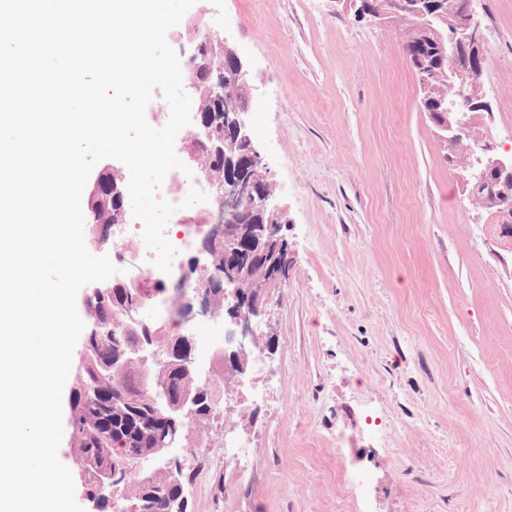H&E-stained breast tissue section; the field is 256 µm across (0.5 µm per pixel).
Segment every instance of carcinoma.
Wrapping results in <instances>:
<instances>
[{
	"mask_svg": "<svg viewBox=\"0 0 512 512\" xmlns=\"http://www.w3.org/2000/svg\"><path fill=\"white\" fill-rule=\"evenodd\" d=\"M397 0H381L384 8L391 10L388 24L395 34L406 62L418 85L431 78L429 92L419 91V109L430 115L437 129V136L448 142V113L446 109L458 102V77L453 65L442 56L437 44L422 35L423 18L410 6H395ZM211 76L199 75L197 112L209 113L212 119L221 121L224 113L220 103L212 99L207 86ZM468 139L463 133L445 157L458 176L468 174L473 157L467 148ZM197 167L210 172L213 183L226 178L224 160L214 156L210 147L196 153ZM247 174L250 180L275 192V185L261 163L252 164ZM469 205L477 212L492 213V200L472 186L462 185ZM88 223L108 229L118 217L116 206L110 202L95 204L87 209ZM280 229L267 228L265 238L271 241L274 266L281 278H288V252L286 243H278ZM268 262L256 260L240 269L239 287L252 302H264L268 292L279 287L269 280ZM215 309L224 313V283L208 279ZM122 286L97 288L87 299L85 326L90 336V347L83 361L81 376L75 370L69 372L70 382V427L72 465L74 470L97 472L109 467H118L124 474L119 486L123 500L135 505V512H186L185 499L180 487L189 482L193 473L188 467L179 472H170L163 458L167 449L157 446L153 440V422L164 414V409L154 401L144 385L149 383L167 391L174 398L185 391L196 395L197 412L171 429L168 437L184 448L192 437L191 427L216 419L218 389L200 383L194 371L179 372L164 358L147 365L128 360L117 364L123 350L129 345L153 342L163 346L176 340L174 336L160 333L155 327L131 329L119 310L123 302Z\"/></svg>",
	"mask_w": 512,
	"mask_h": 512,
	"instance_id": "cac0c4a2",
	"label": "carcinoma"
}]
</instances>
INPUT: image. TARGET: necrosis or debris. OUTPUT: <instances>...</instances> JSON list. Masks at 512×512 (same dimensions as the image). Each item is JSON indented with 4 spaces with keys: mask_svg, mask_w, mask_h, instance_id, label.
I'll list each match as a JSON object with an SVG mask.
<instances>
[{
    "mask_svg": "<svg viewBox=\"0 0 512 512\" xmlns=\"http://www.w3.org/2000/svg\"><path fill=\"white\" fill-rule=\"evenodd\" d=\"M195 179L187 177L178 170L170 171L165 177L159 195L179 206L165 228V236L178 250L173 258L170 274H163L150 262L152 253L142 239L143 224L133 215L121 217L119 234L132 247L140 260L138 286L143 295V305L148 314V321L154 326L168 330L183 324L175 306L168 300L160 299L161 290L172 289L181 292L186 299H194L196 290L205 288L208 270L204 266L189 267L181 259L183 253L192 250L201 242L210 229L211 218L221 205L222 200L212 187H205V202L191 207H182L181 202L190 188L195 186ZM189 335L195 336L196 348L194 364L210 377H217L220 362L225 350L236 342V337L220 319H206L187 325Z\"/></svg>",
    "mask_w": 512,
    "mask_h": 512,
    "instance_id": "1",
    "label": "necrosis or debris"
}]
</instances>
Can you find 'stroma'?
I'll return each instance as SVG.
<instances>
[{"mask_svg": "<svg viewBox=\"0 0 512 512\" xmlns=\"http://www.w3.org/2000/svg\"><path fill=\"white\" fill-rule=\"evenodd\" d=\"M248 67L252 141L275 183L288 279L258 330L275 371L240 435L210 447L187 512H512V248L472 211L417 108L392 30L343 0H197ZM487 130L512 143V0H475ZM370 405L386 427L368 435ZM344 448H336L337 435Z\"/></svg>", "mask_w": 512, "mask_h": 512, "instance_id": "35a3bbf8", "label": "stroma"}]
</instances>
